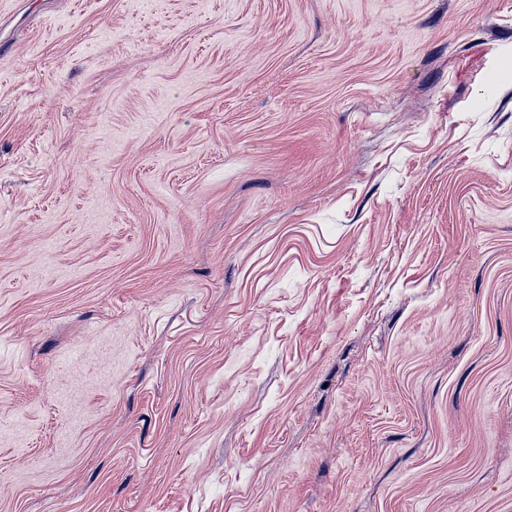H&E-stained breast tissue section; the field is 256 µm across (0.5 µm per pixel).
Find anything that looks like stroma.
<instances>
[{
	"label": "stroma",
	"instance_id": "35a3bbf8",
	"mask_svg": "<svg viewBox=\"0 0 512 512\" xmlns=\"http://www.w3.org/2000/svg\"><path fill=\"white\" fill-rule=\"evenodd\" d=\"M0 512H512V0H8Z\"/></svg>",
	"mask_w": 512,
	"mask_h": 512
}]
</instances>
